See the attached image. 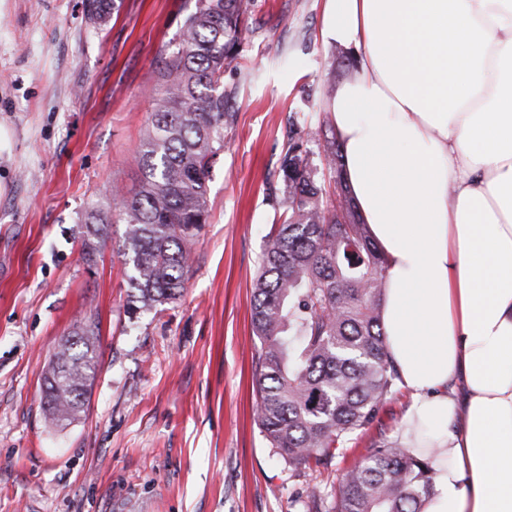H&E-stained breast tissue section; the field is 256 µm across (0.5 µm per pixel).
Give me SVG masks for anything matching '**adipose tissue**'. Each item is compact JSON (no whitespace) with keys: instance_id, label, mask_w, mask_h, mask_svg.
<instances>
[{"instance_id":"1","label":"adipose tissue","mask_w":512,"mask_h":512,"mask_svg":"<svg viewBox=\"0 0 512 512\" xmlns=\"http://www.w3.org/2000/svg\"><path fill=\"white\" fill-rule=\"evenodd\" d=\"M321 36L357 56L326 110L386 263L422 512H512V0H324Z\"/></svg>"}]
</instances>
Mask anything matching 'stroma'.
I'll return each instance as SVG.
<instances>
[{
	"instance_id": "35a3bbf8",
	"label": "stroma",
	"mask_w": 512,
	"mask_h": 512,
	"mask_svg": "<svg viewBox=\"0 0 512 512\" xmlns=\"http://www.w3.org/2000/svg\"><path fill=\"white\" fill-rule=\"evenodd\" d=\"M324 0H252V34L224 72L237 114L211 171L210 216L185 287L128 316L121 223L94 262L84 216L137 183L162 45L192 0H122L106 25L82 0H0V512H308L365 442L293 468L255 420L252 281L276 220L288 117L325 118L342 52L321 45ZM99 317L86 407L48 428L43 378L60 337Z\"/></svg>"
}]
</instances>
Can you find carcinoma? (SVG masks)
<instances>
[{"mask_svg": "<svg viewBox=\"0 0 512 512\" xmlns=\"http://www.w3.org/2000/svg\"><path fill=\"white\" fill-rule=\"evenodd\" d=\"M113 0H88L90 18L106 22ZM251 0H195L182 38L163 49L159 93L142 131L135 163L138 191L113 200L125 226L132 266L130 309L149 312L176 299L191 254L209 218V181L235 124L224 71L253 32ZM325 166L342 193L326 190L323 169L289 130L279 176L270 185L280 222L266 235L252 284L256 419L270 448L296 468L334 455L363 434L388 396L398 392L382 328L384 260L344 186L340 143L323 133ZM112 214L86 215L82 251L92 257L109 235ZM97 321L91 314L54 349L42 401L45 421L66 427L83 411L99 366ZM432 466L383 434L342 476L333 506L313 490L309 512H421Z\"/></svg>", "mask_w": 512, "mask_h": 512, "instance_id": "obj_1", "label": "carcinoma"}]
</instances>
